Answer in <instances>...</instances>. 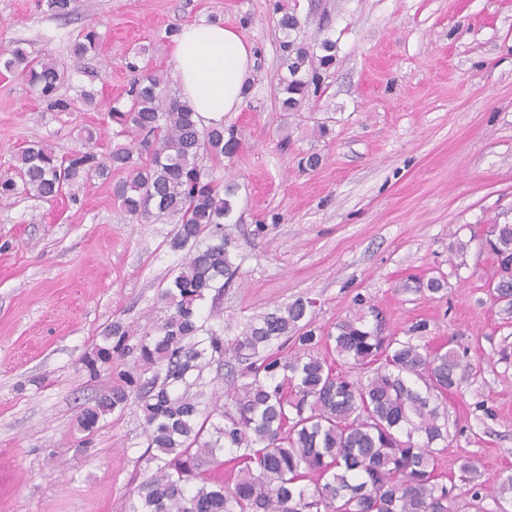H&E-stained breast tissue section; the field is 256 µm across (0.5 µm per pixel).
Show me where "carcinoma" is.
<instances>
[{"instance_id": "carcinoma-1", "label": "carcinoma", "mask_w": 512, "mask_h": 512, "mask_svg": "<svg viewBox=\"0 0 512 512\" xmlns=\"http://www.w3.org/2000/svg\"><path fill=\"white\" fill-rule=\"evenodd\" d=\"M40 6L60 17L70 12L71 0H40ZM297 9L275 5L288 72L277 88L284 112L299 111L323 92L336 59L331 38L310 44L298 37ZM99 40L96 25H88L72 42L73 57L95 54ZM145 53L141 46L124 58L138 77L127 96L109 104L117 142L108 154L95 152L96 132L87 129L67 156L33 144L0 175L2 204L21 196L75 201L92 181L123 172L113 196L129 222L177 221L168 247L184 256L161 292L169 317L139 335L112 323L105 344L84 360L95 376L100 363L133 358L78 417L87 446L107 416L123 413L133 399L140 403L147 462L156 471L138 485L126 512H512V471L480 482L474 466L462 464L461 480L472 484L467 500L454 480L437 472L450 437L446 398L476 372L457 348L423 343L427 322L388 335L381 321H367L374 308L360 297L355 314L326 331L314 326L315 301L300 297L230 337L216 311L203 313L202 301L240 270L238 245L226 228L240 185L217 177L203 159L233 157L241 132L234 125H201L166 73L142 69ZM0 69L19 73L45 112L97 106L90 91L60 94L71 73L49 53L33 57L19 45L3 48ZM480 245L495 260L488 293L512 316V224L488 225ZM446 289L441 275L416 286L431 295ZM330 340L356 376L336 371L319 352ZM228 357L237 369L225 379L223 403L208 411L204 370ZM226 453L240 465L227 482L211 475ZM312 479L310 491L304 481ZM488 497L492 509L484 505Z\"/></svg>"}]
</instances>
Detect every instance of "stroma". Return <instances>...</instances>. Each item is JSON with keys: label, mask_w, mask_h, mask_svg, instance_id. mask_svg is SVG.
I'll return each instance as SVG.
<instances>
[{"label": "stroma", "mask_w": 512, "mask_h": 512, "mask_svg": "<svg viewBox=\"0 0 512 512\" xmlns=\"http://www.w3.org/2000/svg\"><path fill=\"white\" fill-rule=\"evenodd\" d=\"M275 2L72 0L58 19L39 0H0V49L19 40L50 53L73 75L62 94L109 99L132 82L123 59L136 47L148 69L172 71L167 27L213 17L239 28L257 57L248 98L224 117L242 131L225 165L241 186L228 227L241 267L215 303L230 334L300 297L316 299L325 330L359 297L388 332L427 320L428 346L455 340L477 369L448 397L439 473L459 477L466 459L486 477L512 469V323L487 292L493 264L476 241L512 224V0H300L306 36L325 29L337 51L324 93L297 112L275 100ZM91 23L99 54L76 60L70 45ZM87 128L109 152L105 109L43 111L18 74L0 72V174L34 142L68 154ZM176 229L129 223L101 182L74 203L0 205V512H123L151 475L137 404L108 416L84 453L77 418L121 366L94 378L83 366L108 326L167 318L159 293L181 261L167 246ZM439 273L444 298L403 288Z\"/></svg>", "instance_id": "obj_1"}]
</instances>
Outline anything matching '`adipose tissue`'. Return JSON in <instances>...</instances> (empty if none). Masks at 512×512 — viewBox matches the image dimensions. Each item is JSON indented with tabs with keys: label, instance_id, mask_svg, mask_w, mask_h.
I'll list each match as a JSON object with an SVG mask.
<instances>
[{
	"label": "adipose tissue",
	"instance_id": "1",
	"mask_svg": "<svg viewBox=\"0 0 512 512\" xmlns=\"http://www.w3.org/2000/svg\"><path fill=\"white\" fill-rule=\"evenodd\" d=\"M183 100L207 126L238 111L251 78L254 48L240 31L223 22L182 27L170 49Z\"/></svg>",
	"mask_w": 512,
	"mask_h": 512
}]
</instances>
